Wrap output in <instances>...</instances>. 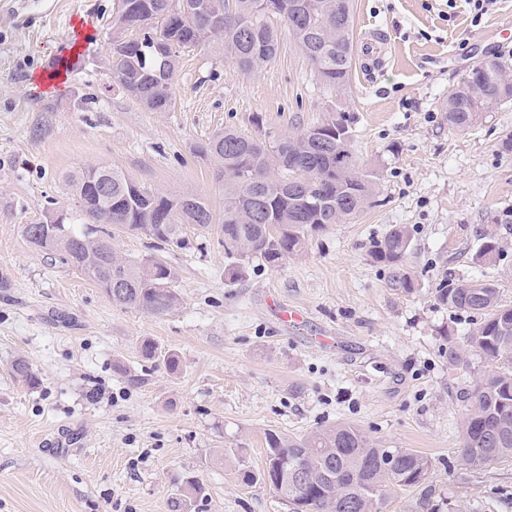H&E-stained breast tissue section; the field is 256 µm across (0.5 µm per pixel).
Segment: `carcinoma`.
<instances>
[{"mask_svg": "<svg viewBox=\"0 0 512 512\" xmlns=\"http://www.w3.org/2000/svg\"><path fill=\"white\" fill-rule=\"evenodd\" d=\"M276 19L324 84L345 86L354 56L351 0H117L109 70L129 95L151 110H164L172 100L181 49L228 46L235 64L252 70L279 51ZM135 24L143 35L121 39L120 26ZM511 97L512 68L487 58L448 93L443 112L450 127L465 130ZM353 137L351 117L339 125L330 117L269 143L226 129L195 148L224 179L225 277L241 278L253 259L282 265L306 249L309 232L343 223L369 203L377 173L362 166ZM86 173L68 178L78 219L66 225L65 236L40 239L30 234L35 225L29 224L26 241L37 253L59 256L102 289L104 265L112 264L113 304L167 313L177 302L170 268L156 259L120 258L108 227L166 243L184 224L206 228L213 223L208 203L199 197L184 209L178 196H163L112 169V193L89 206L81 193ZM479 237L476 258L496 263L495 236L483 231ZM410 246V230L396 224L370 250L373 262L387 270L392 288L405 294L414 290L405 268ZM436 299L454 311L481 316L466 343L487 370L464 395L460 431L461 464L475 473L512 460V306L501 303L496 283L484 278L458 283L446 278L436 288ZM12 373L27 385L38 382L22 359L13 362ZM430 469L428 458L407 449L375 448L361 429L338 423L297 438L268 434L260 479L291 512H383L388 494L424 484ZM200 490L199 481L189 478L185 496L171 501V512H180Z\"/></svg>", "mask_w": 512, "mask_h": 512, "instance_id": "cac0c4a2", "label": "carcinoma"}]
</instances>
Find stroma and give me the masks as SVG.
Returning a JSON list of instances; mask_svg holds the SVG:
<instances>
[{
  "label": "stroma",
  "mask_w": 512,
  "mask_h": 512,
  "mask_svg": "<svg viewBox=\"0 0 512 512\" xmlns=\"http://www.w3.org/2000/svg\"><path fill=\"white\" fill-rule=\"evenodd\" d=\"M114 0H0V512H288L259 481L265 437L340 422L379 448L431 462L426 484L384 512H512V461L477 473L459 457L461 397L485 371L450 362L478 316L438 304L443 275L490 277L512 305V98L464 131L441 105L482 59L512 65V0L474 20L467 0H353L349 84L324 85L289 34L274 60L238 69L183 49L168 111L125 94L105 64ZM343 112L353 147L380 170L372 203L311 235L279 267L224 276V183L194 149L231 127L267 140ZM103 164L161 194L193 192L215 217L160 243L116 233L130 261L156 257L178 303L163 315L112 304L60 259L35 254L24 227L74 211L66 178ZM412 231L414 290H392L372 241ZM502 256L478 263L480 230ZM301 314L283 321L280 307ZM157 355L142 356L143 340ZM178 355L169 371L165 354ZM23 359L38 377L14 379ZM253 483H244V475Z\"/></svg>",
  "instance_id": "35a3bbf8"
}]
</instances>
